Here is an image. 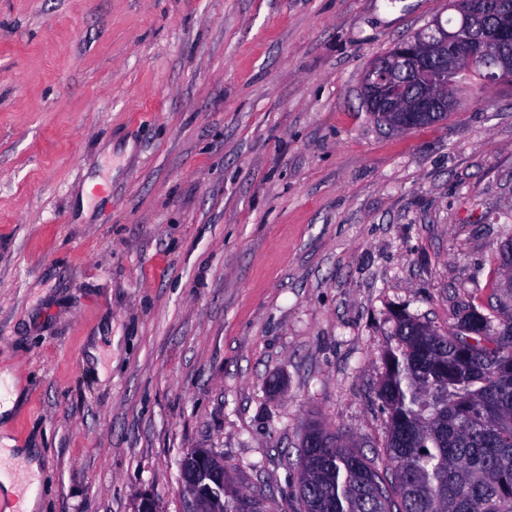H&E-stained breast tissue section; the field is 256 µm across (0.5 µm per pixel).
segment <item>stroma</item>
I'll return each instance as SVG.
<instances>
[{"label": "stroma", "instance_id": "1", "mask_svg": "<svg viewBox=\"0 0 512 512\" xmlns=\"http://www.w3.org/2000/svg\"><path fill=\"white\" fill-rule=\"evenodd\" d=\"M450 15L0 0V437L41 449L40 512H190L194 448L299 512L310 426L382 458L399 313L512 309V82L408 131L364 106L366 68ZM7 388L0 392V422L9 420L20 405V389L6 376Z\"/></svg>", "mask_w": 512, "mask_h": 512}]
</instances>
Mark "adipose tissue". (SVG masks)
<instances>
[{"label": "adipose tissue", "mask_w": 512, "mask_h": 512, "mask_svg": "<svg viewBox=\"0 0 512 512\" xmlns=\"http://www.w3.org/2000/svg\"><path fill=\"white\" fill-rule=\"evenodd\" d=\"M42 453L0 440V512H39L42 494Z\"/></svg>", "instance_id": "obj_1"}]
</instances>
